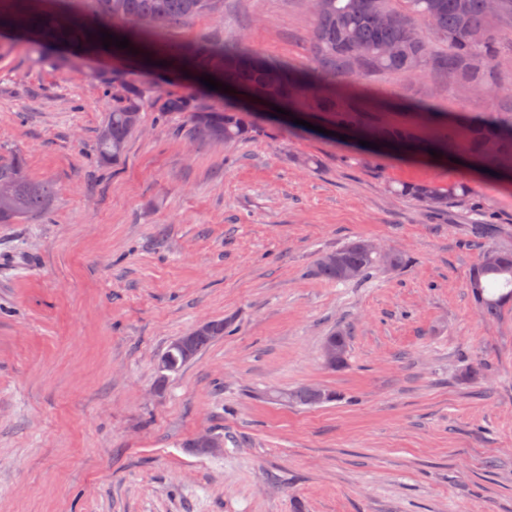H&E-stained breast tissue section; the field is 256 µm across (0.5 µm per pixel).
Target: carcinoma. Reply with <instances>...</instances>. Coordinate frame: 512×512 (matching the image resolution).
<instances>
[{
	"instance_id": "obj_1",
	"label": "carcinoma",
	"mask_w": 512,
	"mask_h": 512,
	"mask_svg": "<svg viewBox=\"0 0 512 512\" xmlns=\"http://www.w3.org/2000/svg\"><path fill=\"white\" fill-rule=\"evenodd\" d=\"M91 5L92 19H86L78 4ZM212 11V0H43L34 9L30 0H0V21L22 24L33 41L52 43L79 51L88 46L103 47L102 33L129 40V47H108L114 56L137 55L155 49L169 61L187 65L196 77L210 75L232 88H245L260 98H267L297 118L307 111L305 99L315 96L318 108L333 116L338 128L359 125L360 112L336 101V87L347 88L355 78L372 72L410 74L420 70H442L467 87L483 89L490 84L492 67L496 65L497 30L492 20L512 23V0H498L497 8L487 7L486 0H321L314 12L315 25L309 40L312 66L294 70L274 64L259 53L224 44L197 41L183 46L158 41V31L168 25L189 20ZM145 15L155 19L149 27L127 26L123 15ZM384 14L397 17L396 24L384 26ZM422 21L441 45L436 50L426 40L417 21ZM484 32L483 43L475 45L466 31ZM146 90L129 84L125 93L112 97V110L102 129L109 137L98 136L99 160L110 165L120 158L135 128L126 122V113L142 109ZM415 110L424 114L433 125L452 128V132L432 141L418 138L409 126L378 127L371 131L377 140L407 144L422 155L429 150H442L448 155L464 143L475 150L482 165L492 171H512V124L494 122L467 123L460 118L444 119L429 106L418 104ZM167 113L184 112L187 125L181 133L194 140L235 143L250 137L253 110L241 104H228L222 110L207 109L196 104L192 95L176 96L164 104ZM24 158L15 154L0 160V183L15 182L10 203H0V223L13 224L18 219L47 208L53 194L47 183L29 177ZM470 192L468 185L408 183L394 193L409 196L431 209L448 206L452 200L462 201ZM366 240L349 242L319 255L317 275L330 282L359 281L379 266L375 253L365 247ZM492 264L479 261L471 270L468 288L481 315L497 317L512 303V252L496 251ZM227 331V324L213 321V328L193 336L191 354L175 343L159 358L165 371L158 373V382L165 384L171 374L191 362ZM348 333L338 329L325 338L335 359L325 360L327 366L340 368L347 359ZM270 397L291 405H316L331 401L335 395L317 386H299L275 391Z\"/></svg>"
}]
</instances>
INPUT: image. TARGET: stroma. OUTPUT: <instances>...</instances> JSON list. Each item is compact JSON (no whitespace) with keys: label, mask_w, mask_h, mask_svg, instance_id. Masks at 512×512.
Returning <instances> with one entry per match:
<instances>
[{"label":"stroma","mask_w":512,"mask_h":512,"mask_svg":"<svg viewBox=\"0 0 512 512\" xmlns=\"http://www.w3.org/2000/svg\"><path fill=\"white\" fill-rule=\"evenodd\" d=\"M313 25L308 0H224L161 40L239 39L303 69ZM498 33L491 89L381 74L347 102L424 137L409 104L510 122L512 25ZM116 77L147 103L102 167ZM190 93L137 58L0 38V158L54 186L47 212L0 224V512H512V306L485 319L468 288L484 253L512 250V182L361 150L325 112L301 131L261 119L236 144L183 138L162 107ZM418 182L473 191L442 211L393 192ZM360 238L407 265L316 276ZM202 320L230 331L159 384L161 354ZM339 327L334 371L321 347ZM302 385L337 398L268 397ZM203 431L223 448L192 451ZM348 333L345 329H338L327 336L324 341L323 349L330 346L336 354L335 359L332 361L324 355L325 363L331 368H340L345 365L347 359V341Z\"/></svg>","instance_id":"stroma-1"}]
</instances>
